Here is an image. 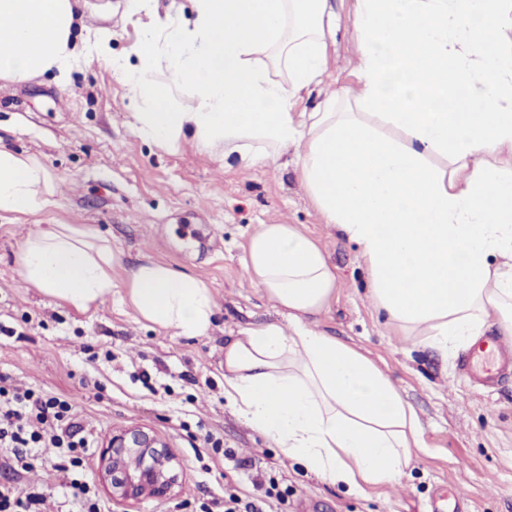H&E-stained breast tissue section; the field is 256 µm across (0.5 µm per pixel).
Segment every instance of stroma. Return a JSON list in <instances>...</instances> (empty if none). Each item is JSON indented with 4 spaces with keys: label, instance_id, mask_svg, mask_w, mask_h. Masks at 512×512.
<instances>
[{
    "label": "stroma",
    "instance_id": "stroma-1",
    "mask_svg": "<svg viewBox=\"0 0 512 512\" xmlns=\"http://www.w3.org/2000/svg\"><path fill=\"white\" fill-rule=\"evenodd\" d=\"M338 29L320 94L301 95L294 112L353 84L359 64L356 0H332ZM90 28L112 31L111 53L22 83L0 81V148L39 160L58 192L31 214L0 212V375L23 390L68 397L95 436L83 477L102 512H202L233 494L273 512H512V375L492 392L464 382L460 353L443 354L392 324L369 292L359 246L325 224L301 179L302 146L244 165L195 140L177 150L141 139L128 125L135 95L112 62L132 54L142 28L126 0H85ZM293 224L327 254L336 288L315 325L365 354L398 389L424 430L426 448L398 482L360 492L307 473L239 418L224 397L219 359L228 337L250 324L288 319L244 266L261 225ZM91 230L111 247L112 297L88 310L42 293L20 274L37 226ZM170 264L213 292L215 320L187 337L140 318L128 300L129 275L144 259ZM148 428L169 445L180 481L165 499L113 503L101 451L113 432ZM213 435L220 450L206 447ZM276 497H267V490Z\"/></svg>",
    "mask_w": 512,
    "mask_h": 512
}]
</instances>
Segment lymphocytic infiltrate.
I'll return each instance as SVG.
<instances>
[{
	"mask_svg": "<svg viewBox=\"0 0 512 512\" xmlns=\"http://www.w3.org/2000/svg\"><path fill=\"white\" fill-rule=\"evenodd\" d=\"M94 440L66 397L30 389L22 392L0 377V469H29L33 451L53 449L64 475L63 496L70 498L76 512H101L95 492L77 476L83 454Z\"/></svg>",
	"mask_w": 512,
	"mask_h": 512,
	"instance_id": "f902f5d3",
	"label": "lymphocytic infiltrate"
}]
</instances>
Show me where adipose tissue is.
<instances>
[{"label":"adipose tissue","instance_id":"obj_1","mask_svg":"<svg viewBox=\"0 0 512 512\" xmlns=\"http://www.w3.org/2000/svg\"><path fill=\"white\" fill-rule=\"evenodd\" d=\"M194 20L142 17L136 64L112 67L135 92L129 125L168 150L183 136L245 163L303 145L301 177L326 223L357 243L377 307L424 345L454 352L489 322L512 336V0H357L354 93L310 112L336 36L330 0H192ZM78 0H0V80L67 74L109 53L112 32L73 34ZM166 70L168 81L157 78ZM32 157L0 149V211L53 206ZM66 224L36 229L21 275L78 310L112 295L109 246ZM248 274L288 324L224 344V393L238 415L314 474L351 489L400 478L424 432L364 355L315 330L336 276L291 224L249 240ZM137 314L201 336L216 313L201 280L147 260L130 274Z\"/></svg>","mask_w":512,"mask_h":512}]
</instances>
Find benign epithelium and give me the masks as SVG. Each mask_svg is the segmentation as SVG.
<instances>
[{
    "mask_svg": "<svg viewBox=\"0 0 512 512\" xmlns=\"http://www.w3.org/2000/svg\"><path fill=\"white\" fill-rule=\"evenodd\" d=\"M101 460L102 477L116 503L164 499L178 483V462L167 442L142 429L112 435Z\"/></svg>",
    "mask_w": 512,
    "mask_h": 512,
    "instance_id": "7a95c632",
    "label": "benign epithelium"
}]
</instances>
